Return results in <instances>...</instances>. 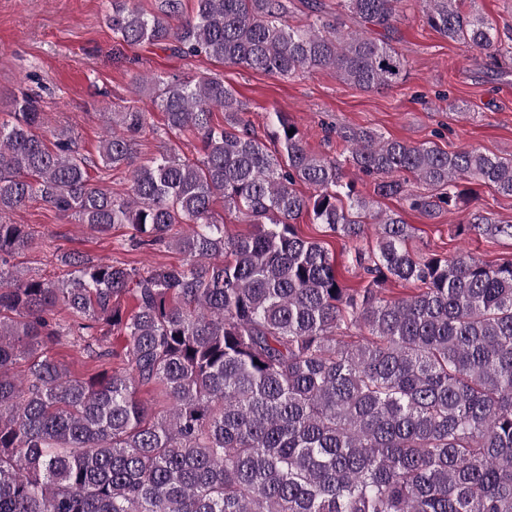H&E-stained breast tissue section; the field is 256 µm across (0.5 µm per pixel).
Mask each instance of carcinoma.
Masks as SVG:
<instances>
[{
	"label": "carcinoma",
	"mask_w": 512,
	"mask_h": 512,
	"mask_svg": "<svg viewBox=\"0 0 512 512\" xmlns=\"http://www.w3.org/2000/svg\"><path fill=\"white\" fill-rule=\"evenodd\" d=\"M401 2L339 0L328 16L306 0L294 25L284 0H195L188 16L182 0L157 13L112 0L105 20L126 45L288 77L332 67L367 91L407 75L391 44ZM418 2L441 36L500 51L459 0ZM156 84L167 132H192L202 158L165 143L137 164L148 113L104 106L99 163L131 170L125 198L91 181L68 130H46L40 95L20 91L0 121V512H512V260L417 255L401 213L374 209L395 198L431 216L458 205L461 180L512 197V158L363 127L336 131L341 158L317 157L278 111L274 156L223 80ZM346 165L377 176L372 194L344 181ZM33 198L98 231L127 225L140 246L172 243L184 261L141 271L73 255L60 280L21 277L10 263L33 241L9 214ZM219 201L256 231L228 234ZM304 214L351 241L375 230L352 259L365 287H345L299 235ZM472 229L512 236L487 217L459 227ZM390 279L420 287L388 296ZM112 335L126 367L90 380L47 350L75 336L101 358ZM156 385L163 412L139 397Z\"/></svg>",
	"instance_id": "cac0c4a2"
}]
</instances>
